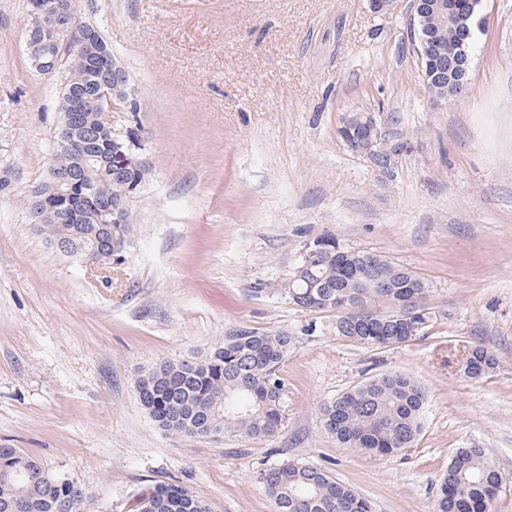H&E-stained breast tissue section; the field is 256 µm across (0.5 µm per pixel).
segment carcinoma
<instances>
[{"instance_id": "obj_1", "label": "carcinoma", "mask_w": 512, "mask_h": 512, "mask_svg": "<svg viewBox=\"0 0 512 512\" xmlns=\"http://www.w3.org/2000/svg\"><path fill=\"white\" fill-rule=\"evenodd\" d=\"M463 10L453 18L435 5L422 18L419 37L430 40L432 54L448 62L460 51V34L471 25ZM39 50L57 65L70 70L67 86L90 97L82 122L92 120L96 107L91 98L112 78V52L102 36L85 46L73 47L51 32L39 40ZM103 171L91 180L92 199L124 201L123 224L109 225L112 247L97 237L89 202L78 204L79 216L72 222L47 219L42 226L46 241L61 240L82 256L94 254L106 266L112 263L113 246L128 242L129 198L125 183L112 178V169L142 185L149 173L133 152L122 158L111 150L110 134L103 132L95 144ZM76 153L56 146L51 167L70 172L77 169ZM324 248L313 267L286 289L289 300L307 311L331 312L336 334L366 348L402 344L420 333L428 313L414 315L401 302L424 291L409 271L394 266L383 256L336 249V239ZM286 331L268 332L237 328L224 336L197 361L163 362L137 382L139 399L154 422L164 431L180 436L222 437L226 432L248 438L269 436L281 427L286 385L278 375L280 364L293 345ZM495 359L482 342L465 351L463 372L477 378L492 368ZM427 393L424 386L402 372H389L344 392L323 409L326 431L346 448L384 456L412 447L422 428ZM26 469L42 471V479L23 475ZM274 499L277 512H374L373 504L352 488L337 482L326 471L310 464L288 460L263 470L259 477ZM72 480L43 472L32 456L13 448H0V512L19 505L23 512H59L57 505L67 495ZM502 484L500 473L488 462L484 449L458 448L448 462L439 484L436 512H488ZM133 512H210L208 505L177 484L165 482L148 487L135 499Z\"/></svg>"}]
</instances>
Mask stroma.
I'll use <instances>...</instances> for the list:
<instances>
[{
	"instance_id": "stroma-1",
	"label": "stroma",
	"mask_w": 512,
	"mask_h": 512,
	"mask_svg": "<svg viewBox=\"0 0 512 512\" xmlns=\"http://www.w3.org/2000/svg\"><path fill=\"white\" fill-rule=\"evenodd\" d=\"M126 70L136 110L115 113L149 166L130 244L105 271L59 252L29 200L49 174L67 67L44 74L25 38L31 0H0V448L90 494L86 512H131L175 483L212 512H276L259 482L312 464L376 512H435L454 451L501 474L490 512H512V0H482L470 83L437 101L414 53L412 0H77ZM375 115L402 151L378 172L339 135ZM385 256L424 286L428 327L393 348L337 336L329 312L290 302L306 242ZM285 330L284 422L274 435L178 437L136 391L165 361H192L230 330ZM496 364L471 379L464 349ZM397 370L428 400L413 447L339 445L322 410Z\"/></svg>"
}]
</instances>
